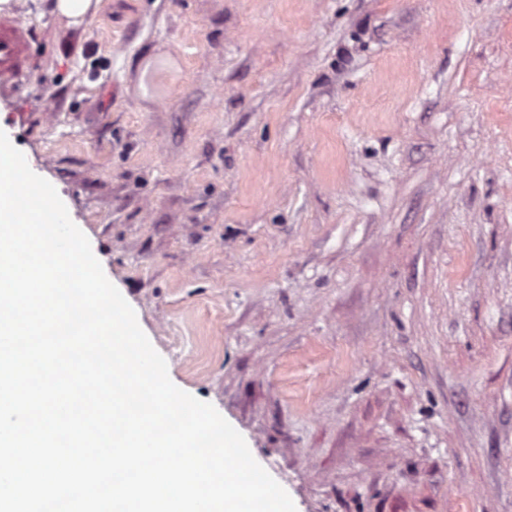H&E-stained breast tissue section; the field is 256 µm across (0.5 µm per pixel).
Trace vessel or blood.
<instances>
[{
	"label": "vessel or blood",
	"instance_id": "obj_1",
	"mask_svg": "<svg viewBox=\"0 0 512 512\" xmlns=\"http://www.w3.org/2000/svg\"><path fill=\"white\" fill-rule=\"evenodd\" d=\"M30 31L16 13L0 11V101L10 100L31 76Z\"/></svg>",
	"mask_w": 512,
	"mask_h": 512
}]
</instances>
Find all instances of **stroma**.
Returning a JSON list of instances; mask_svg holds the SVG:
<instances>
[{"instance_id": "1", "label": "stroma", "mask_w": 512, "mask_h": 512, "mask_svg": "<svg viewBox=\"0 0 512 512\" xmlns=\"http://www.w3.org/2000/svg\"><path fill=\"white\" fill-rule=\"evenodd\" d=\"M0 0V128L296 512H512V0ZM99 0H56V13L67 19L69 25L79 26L97 9ZM30 31L15 12L0 11V101H9L31 77Z\"/></svg>"}]
</instances>
